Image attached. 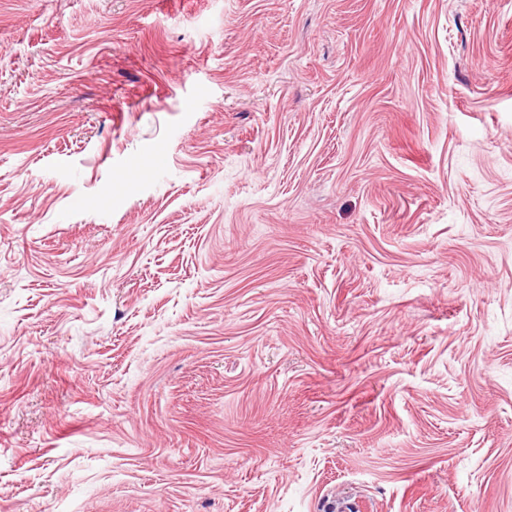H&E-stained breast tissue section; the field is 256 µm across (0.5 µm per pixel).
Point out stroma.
<instances>
[{"label":"stroma","instance_id":"obj_1","mask_svg":"<svg viewBox=\"0 0 512 512\" xmlns=\"http://www.w3.org/2000/svg\"><path fill=\"white\" fill-rule=\"evenodd\" d=\"M512 512V0H0V512Z\"/></svg>","mask_w":512,"mask_h":512}]
</instances>
